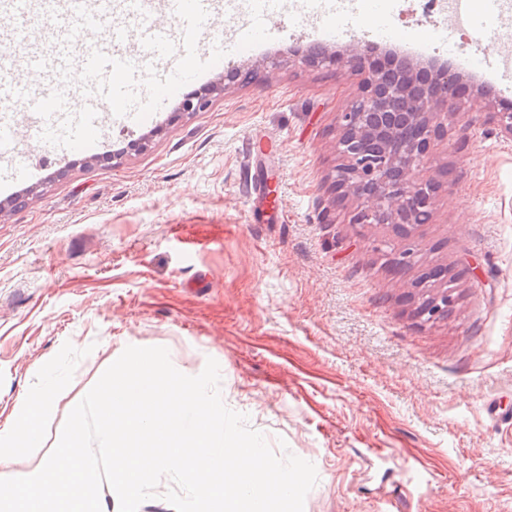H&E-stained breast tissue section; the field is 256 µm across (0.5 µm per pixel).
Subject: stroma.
I'll return each mask as SVG.
<instances>
[{
    "label": "stroma",
    "instance_id": "obj_1",
    "mask_svg": "<svg viewBox=\"0 0 512 512\" xmlns=\"http://www.w3.org/2000/svg\"><path fill=\"white\" fill-rule=\"evenodd\" d=\"M329 9L281 0L267 45L230 60L264 67L263 85L112 128V164L59 158L16 122L18 155L45 165L0 194V424L64 343L88 351L80 392L108 356L162 346L191 376L215 359L225 405L314 464L304 512H512V139L466 96L431 149L429 223L408 239L354 223L331 174L336 114L361 77L295 55L322 41ZM72 23L62 2L7 10L0 36L21 27L51 45ZM388 23L414 60L464 49L475 66L461 78L512 100L511 26L471 32L430 0H401ZM409 246L414 266L392 271L389 253ZM437 264L456 277L453 302L426 321L413 282Z\"/></svg>",
    "mask_w": 512,
    "mask_h": 512
}]
</instances>
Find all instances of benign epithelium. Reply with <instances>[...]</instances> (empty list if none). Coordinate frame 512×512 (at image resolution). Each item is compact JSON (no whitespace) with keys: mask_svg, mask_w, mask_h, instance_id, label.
I'll use <instances>...</instances> for the list:
<instances>
[{"mask_svg":"<svg viewBox=\"0 0 512 512\" xmlns=\"http://www.w3.org/2000/svg\"><path fill=\"white\" fill-rule=\"evenodd\" d=\"M312 67L336 65L364 75L356 97L336 113L335 188L361 202L356 224H389L402 237L429 222L439 188L418 176L433 142L445 134L439 110L451 111L462 98L463 83L445 68L393 59L382 62L361 44L343 53L324 47L308 52ZM262 82L261 67L230 68L224 79L182 97L176 115L205 112L213 98L238 76ZM489 119L512 139V101L493 105Z\"/></svg>","mask_w":512,"mask_h":512,"instance_id":"obj_1","label":"benign epithelium"}]
</instances>
